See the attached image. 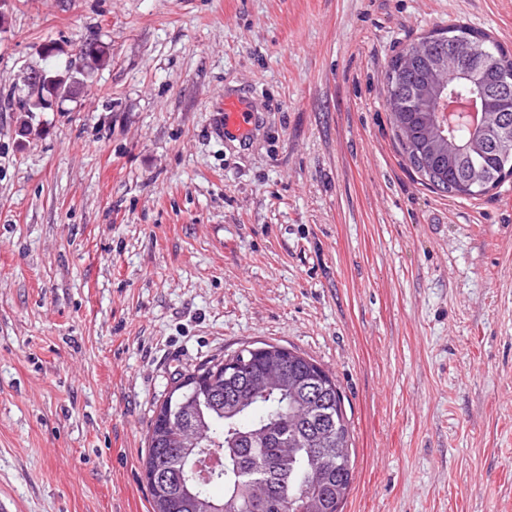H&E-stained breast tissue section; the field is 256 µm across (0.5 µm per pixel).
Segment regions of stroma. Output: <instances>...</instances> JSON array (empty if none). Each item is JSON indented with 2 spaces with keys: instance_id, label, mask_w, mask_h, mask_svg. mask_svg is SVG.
<instances>
[{
  "instance_id": "35a3bbf8",
  "label": "stroma",
  "mask_w": 512,
  "mask_h": 512,
  "mask_svg": "<svg viewBox=\"0 0 512 512\" xmlns=\"http://www.w3.org/2000/svg\"><path fill=\"white\" fill-rule=\"evenodd\" d=\"M512 0H12L0 30V499L152 512L141 458L177 372L256 342L329 370L344 512H512V181L405 163L388 60ZM109 62L20 141L14 86ZM257 109L225 140V90Z\"/></svg>"
}]
</instances>
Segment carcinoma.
<instances>
[{"instance_id": "1", "label": "carcinoma", "mask_w": 512, "mask_h": 512, "mask_svg": "<svg viewBox=\"0 0 512 512\" xmlns=\"http://www.w3.org/2000/svg\"><path fill=\"white\" fill-rule=\"evenodd\" d=\"M86 65L47 69L43 97L18 101L22 138L37 130L41 103L71 96L108 62L87 47ZM512 51L465 24L437 28L397 53L384 103L401 154L432 189L476 199L512 179L497 133L512 127V90L498 76ZM481 97L483 123L439 132L443 95ZM235 373L224 372L228 361ZM152 512H342L351 490V429L336 380L311 357L270 343L247 346L175 377L156 405L141 459ZM216 487L223 494H213Z\"/></svg>"}]
</instances>
